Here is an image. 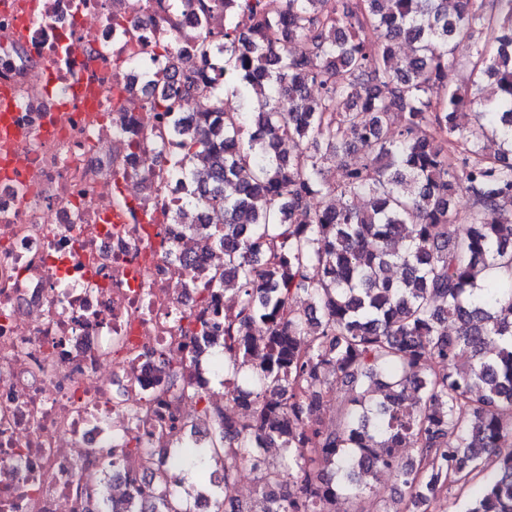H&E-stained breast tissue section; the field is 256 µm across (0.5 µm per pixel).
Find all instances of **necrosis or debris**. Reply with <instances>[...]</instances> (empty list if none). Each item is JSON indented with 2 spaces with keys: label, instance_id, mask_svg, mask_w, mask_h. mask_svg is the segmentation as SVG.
Returning <instances> with one entry per match:
<instances>
[{
  "label": "necrosis or debris",
  "instance_id": "obj_1",
  "mask_svg": "<svg viewBox=\"0 0 512 512\" xmlns=\"http://www.w3.org/2000/svg\"><path fill=\"white\" fill-rule=\"evenodd\" d=\"M197 40L189 0H0V512H82L93 460L154 472L170 424L210 427L182 330L230 311L196 286L224 252L171 237L200 218L143 95Z\"/></svg>",
  "mask_w": 512,
  "mask_h": 512
}]
</instances>
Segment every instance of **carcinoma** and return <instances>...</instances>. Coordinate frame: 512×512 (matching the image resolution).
<instances>
[{
	"instance_id": "cac0c4a2",
	"label": "carcinoma",
	"mask_w": 512,
	"mask_h": 512,
	"mask_svg": "<svg viewBox=\"0 0 512 512\" xmlns=\"http://www.w3.org/2000/svg\"><path fill=\"white\" fill-rule=\"evenodd\" d=\"M220 1L223 40L198 31L218 66L178 58L151 109L207 89L222 105L232 82L233 108L193 130L173 120L176 174L212 192L204 222L176 229L224 245V273L197 287L231 280L237 307L192 335L212 348L224 328V389L243 414L226 421L190 386L211 433L188 449L171 427L184 452L168 469L218 466L205 512H334L341 496L354 512H427L450 484L469 490L464 512H512V0H196L193 16ZM460 41L494 95L448 87ZM464 108L477 131L458 127ZM226 453L256 471V505L233 498ZM102 467L131 491L88 478L85 512H191L177 478L140 477L115 448ZM378 470L414 510L374 505L357 477Z\"/></svg>"
}]
</instances>
